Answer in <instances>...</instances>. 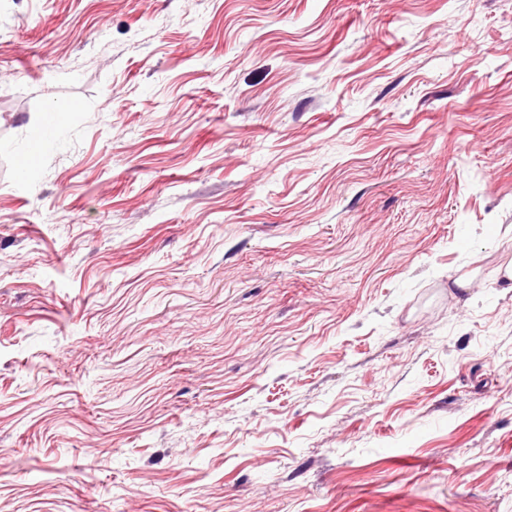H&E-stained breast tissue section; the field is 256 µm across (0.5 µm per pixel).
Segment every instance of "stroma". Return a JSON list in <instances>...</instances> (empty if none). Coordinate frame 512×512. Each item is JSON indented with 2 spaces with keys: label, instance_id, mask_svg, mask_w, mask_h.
<instances>
[{
  "label": "stroma",
  "instance_id": "1",
  "mask_svg": "<svg viewBox=\"0 0 512 512\" xmlns=\"http://www.w3.org/2000/svg\"><path fill=\"white\" fill-rule=\"evenodd\" d=\"M511 264L512 0H0V512H512Z\"/></svg>",
  "mask_w": 512,
  "mask_h": 512
}]
</instances>
